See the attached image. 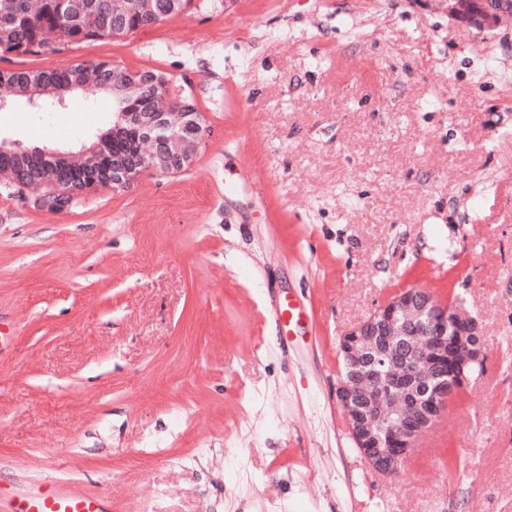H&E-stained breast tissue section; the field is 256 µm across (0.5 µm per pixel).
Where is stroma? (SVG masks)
I'll use <instances>...</instances> for the list:
<instances>
[{
    "mask_svg": "<svg viewBox=\"0 0 512 512\" xmlns=\"http://www.w3.org/2000/svg\"><path fill=\"white\" fill-rule=\"evenodd\" d=\"M194 2L120 39L0 54L157 71L204 114L187 169L62 211L0 176V512L48 475L110 512H512V19ZM111 126L104 95L0 111L24 148L75 152ZM443 284L485 372L381 475L336 402L339 341ZM288 296L292 336L269 313Z\"/></svg>",
    "mask_w": 512,
    "mask_h": 512,
    "instance_id": "stroma-1",
    "label": "stroma"
}]
</instances>
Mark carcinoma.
I'll return each mask as SVG.
<instances>
[{"label":"carcinoma","instance_id":"1","mask_svg":"<svg viewBox=\"0 0 512 512\" xmlns=\"http://www.w3.org/2000/svg\"><path fill=\"white\" fill-rule=\"evenodd\" d=\"M157 17L149 18L135 4H130L125 13L124 35H132L147 25L172 15L167 9L166 0H153ZM112 38V0H0V53L38 54L55 53L62 49L85 42ZM113 72L115 76H126L124 68H108L104 63L77 64L50 73L36 75L46 79L63 91V100H53V105L61 106L73 96H95L103 92L99 84L90 79L73 86L76 72L101 69ZM30 72L6 71L0 75V105L10 108L15 104L11 94L13 85L30 83L36 76ZM192 103L184 96L176 101L163 91L148 88L137 96L118 97L117 109L120 112H158L173 108L177 103ZM43 150L39 148L21 149L12 144L0 152V169H23L21 178L25 188L41 189L51 186L53 190L46 196L53 199L55 192L70 185L84 184L80 172L47 168L42 160Z\"/></svg>","mask_w":512,"mask_h":512}]
</instances>
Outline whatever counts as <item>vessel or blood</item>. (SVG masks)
I'll list each match as a JSON object with an SVG mask.
<instances>
[{
    "instance_id": "obj_1",
    "label": "vessel or blood",
    "mask_w": 512,
    "mask_h": 512,
    "mask_svg": "<svg viewBox=\"0 0 512 512\" xmlns=\"http://www.w3.org/2000/svg\"><path fill=\"white\" fill-rule=\"evenodd\" d=\"M14 512H109L105 499L89 496L67 482L49 478L13 494Z\"/></svg>"
}]
</instances>
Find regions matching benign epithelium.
Masks as SVG:
<instances>
[{
  "instance_id": "benign-epithelium-1",
  "label": "benign epithelium",
  "mask_w": 512,
  "mask_h": 512,
  "mask_svg": "<svg viewBox=\"0 0 512 512\" xmlns=\"http://www.w3.org/2000/svg\"><path fill=\"white\" fill-rule=\"evenodd\" d=\"M454 9L479 24L512 17V0H454ZM125 92L135 95L162 80L147 71H127ZM138 135L137 155L112 156L103 173L86 164L84 188L110 182L120 188L145 169L175 171L192 162L203 134L202 112H116L112 141ZM423 333V340L403 362H395L390 342ZM347 372L336 397L354 447L371 468L392 475L412 454L420 437L439 419L454 392L470 384L466 369L485 363L477 319L450 307L420 288L404 289L340 341Z\"/></svg>"
}]
</instances>
